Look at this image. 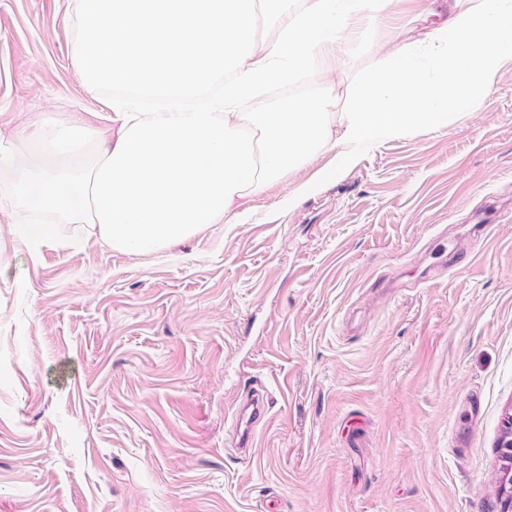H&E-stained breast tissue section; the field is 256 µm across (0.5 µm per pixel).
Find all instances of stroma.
Returning a JSON list of instances; mask_svg holds the SVG:
<instances>
[{"label": "stroma", "mask_w": 512, "mask_h": 512, "mask_svg": "<svg viewBox=\"0 0 512 512\" xmlns=\"http://www.w3.org/2000/svg\"><path fill=\"white\" fill-rule=\"evenodd\" d=\"M397 0L336 99L412 46ZM74 0H0V130L92 118ZM315 71L252 103L318 95ZM310 189L295 201V186ZM0 189V512H503L512 411V69L444 128L313 158L160 253L37 251ZM270 398L250 458L227 412Z\"/></svg>", "instance_id": "35a3bbf8"}]
</instances>
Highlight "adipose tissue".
Masks as SVG:
<instances>
[{
  "label": "adipose tissue",
  "instance_id": "1",
  "mask_svg": "<svg viewBox=\"0 0 512 512\" xmlns=\"http://www.w3.org/2000/svg\"><path fill=\"white\" fill-rule=\"evenodd\" d=\"M394 0H75L71 48L81 81L113 91L104 127L44 120L21 148L0 146V173L20 212V240L39 246L63 224L128 254L160 251L209 224L238 223L245 202L313 157L343 165L359 146L447 126L490 104L512 68V0L448 13L415 49L330 95L278 112L243 102L315 70L335 73L346 48L368 47ZM266 37H259V29Z\"/></svg>",
  "mask_w": 512,
  "mask_h": 512
}]
</instances>
